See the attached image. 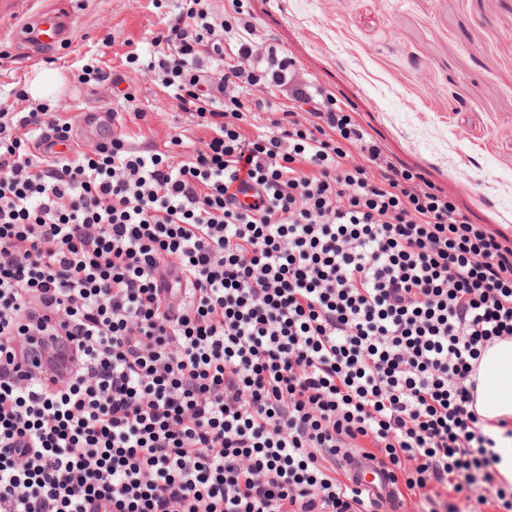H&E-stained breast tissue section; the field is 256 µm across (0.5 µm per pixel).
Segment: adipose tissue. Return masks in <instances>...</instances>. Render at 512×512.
Returning <instances> with one entry per match:
<instances>
[{
	"label": "adipose tissue",
	"mask_w": 512,
	"mask_h": 512,
	"mask_svg": "<svg viewBox=\"0 0 512 512\" xmlns=\"http://www.w3.org/2000/svg\"><path fill=\"white\" fill-rule=\"evenodd\" d=\"M479 379V414L491 420H512V340L497 342L485 352Z\"/></svg>",
	"instance_id": "1"
}]
</instances>
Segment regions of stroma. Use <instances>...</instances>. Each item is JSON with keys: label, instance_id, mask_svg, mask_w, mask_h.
<instances>
[{"label": "stroma", "instance_id": "35a3bbf8", "mask_svg": "<svg viewBox=\"0 0 512 512\" xmlns=\"http://www.w3.org/2000/svg\"><path fill=\"white\" fill-rule=\"evenodd\" d=\"M261 42L286 48L335 93L399 166L457 198L475 223L512 233V0H243ZM170 0L167 10L186 9ZM70 11L69 41L34 53L18 27L49 9ZM164 10V11H167ZM164 11L150 0H0V98L15 111L27 80L57 72L50 104L72 116L135 105L138 149H170L190 123L173 98L124 65L147 48ZM103 54L109 81L79 83L82 59Z\"/></svg>", "mask_w": 512, "mask_h": 512}]
</instances>
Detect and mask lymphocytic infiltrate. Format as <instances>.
<instances>
[{"label": "lymphocytic infiltrate", "mask_w": 512, "mask_h": 512, "mask_svg": "<svg viewBox=\"0 0 512 512\" xmlns=\"http://www.w3.org/2000/svg\"><path fill=\"white\" fill-rule=\"evenodd\" d=\"M190 2L126 61L206 119L205 149H136L116 111L94 153L48 156L71 118L0 101V512H512V426L476 408L512 338V237L287 50L253 62L250 12ZM37 331L75 347L69 377L12 372ZM345 448L383 490L340 474Z\"/></svg>", "instance_id": "lymphocytic-infiltrate-1"}]
</instances>
